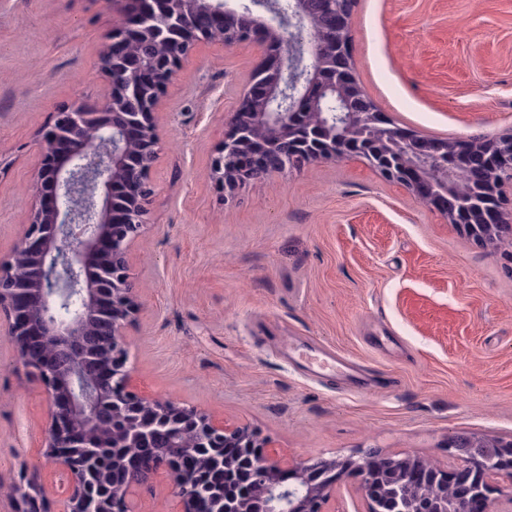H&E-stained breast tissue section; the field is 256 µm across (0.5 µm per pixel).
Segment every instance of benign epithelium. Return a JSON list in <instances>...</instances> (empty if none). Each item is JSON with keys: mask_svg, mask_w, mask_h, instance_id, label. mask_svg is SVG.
Wrapping results in <instances>:
<instances>
[{"mask_svg": "<svg viewBox=\"0 0 512 512\" xmlns=\"http://www.w3.org/2000/svg\"><path fill=\"white\" fill-rule=\"evenodd\" d=\"M117 20L100 58L102 102L63 108L43 135L35 198L10 264L0 275V322L19 358L44 381L45 456L66 475L64 512H118L135 488L166 471L182 512H325L336 461L290 464L269 442L195 409L138 394L126 370L124 328L139 304L127 251L153 194L160 95L202 41L239 43V29L267 53L212 161L231 196L240 184L326 160L368 154L379 173L405 184L465 224L479 241L512 236L503 187L512 183V133L405 140L368 104L350 55L329 45L349 32L344 0H112ZM310 31L296 53L274 46ZM457 466L369 453L353 462L366 512H498L493 481L512 480V442L448 438ZM19 512H43V487L12 486Z\"/></svg>", "mask_w": 512, "mask_h": 512, "instance_id": "7a95c632", "label": "benign epithelium"}]
</instances>
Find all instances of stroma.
Masks as SVG:
<instances>
[{
    "label": "stroma",
    "mask_w": 512,
    "mask_h": 512,
    "mask_svg": "<svg viewBox=\"0 0 512 512\" xmlns=\"http://www.w3.org/2000/svg\"><path fill=\"white\" fill-rule=\"evenodd\" d=\"M115 19L108 0H0V265L53 113L106 93ZM350 44L359 84L396 126L425 139L512 131V0H356ZM261 58L249 41L204 43L163 89L154 194L128 257L137 392L248 427L296 463L374 449L449 468L451 436L512 440V239L478 243L357 158L225 198L211 162ZM292 338L365 364L373 387L308 377L285 356ZM48 408L0 334V512H17L11 485L26 476L63 512ZM129 510L179 504L161 474Z\"/></svg>",
    "instance_id": "stroma-1"
}]
</instances>
